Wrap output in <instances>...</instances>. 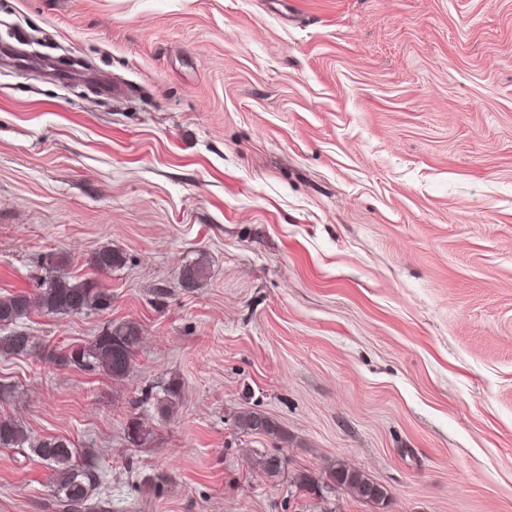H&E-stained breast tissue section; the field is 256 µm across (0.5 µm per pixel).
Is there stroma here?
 Wrapping results in <instances>:
<instances>
[{
	"mask_svg": "<svg viewBox=\"0 0 512 512\" xmlns=\"http://www.w3.org/2000/svg\"><path fill=\"white\" fill-rule=\"evenodd\" d=\"M50 252L112 305L32 312L0 415L107 512H374L294 485L337 460L384 512H512V0H0V293ZM124 321L125 378L54 363ZM50 480L0 448V512ZM237 428L244 434H264L276 437L280 433L279 426L270 417L257 411L243 412L235 419Z\"/></svg>",
	"mask_w": 512,
	"mask_h": 512,
	"instance_id": "stroma-1",
	"label": "stroma"
}]
</instances>
